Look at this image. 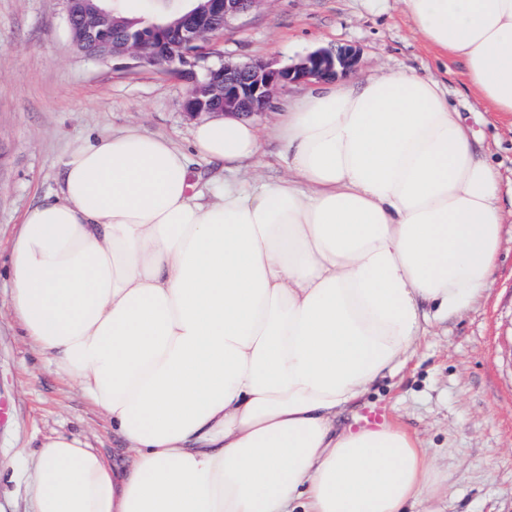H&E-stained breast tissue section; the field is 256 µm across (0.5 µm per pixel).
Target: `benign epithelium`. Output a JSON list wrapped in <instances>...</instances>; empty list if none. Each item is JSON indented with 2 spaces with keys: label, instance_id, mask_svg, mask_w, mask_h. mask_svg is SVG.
I'll list each match as a JSON object with an SVG mask.
<instances>
[{
  "label": "benign epithelium",
  "instance_id": "7a95c632",
  "mask_svg": "<svg viewBox=\"0 0 512 512\" xmlns=\"http://www.w3.org/2000/svg\"><path fill=\"white\" fill-rule=\"evenodd\" d=\"M94 0H66L67 23L76 48L86 56L107 62L130 60L145 64L147 54H161L167 38L173 37L193 58L186 70L173 58L165 71L184 85V113L189 118L206 114L260 115L276 92L289 83L332 79L356 69L359 55L351 47L319 49L286 67L263 62H225L207 68L198 76L194 66L206 57L214 40L224 36L230 21L257 8L264 0H204L198 11L187 14L175 25H154V36L139 35L113 39L116 24L109 11L93 6Z\"/></svg>",
  "mask_w": 512,
  "mask_h": 512
}]
</instances>
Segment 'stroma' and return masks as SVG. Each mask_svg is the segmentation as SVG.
Returning a JSON list of instances; mask_svg holds the SVG:
<instances>
[{"label":"stroma","instance_id":"stroma-1","mask_svg":"<svg viewBox=\"0 0 512 512\" xmlns=\"http://www.w3.org/2000/svg\"><path fill=\"white\" fill-rule=\"evenodd\" d=\"M357 50L356 78L414 72L436 81L462 112L500 174L506 215L486 296L432 322L401 372L374 385L337 419L367 417L416 434L440 474L442 497L411 512H512V117L490 111L467 86L460 62L437 57L400 0H265L234 19L208 62L284 67L315 50ZM182 83L162 70L89 58L74 47L65 0H0V512H33L37 450L49 435L76 437L120 461L112 425L22 334L12 310V243L24 215L54 197L58 161L73 142L140 127L191 152L206 198L225 185L250 188L287 172L278 142L227 170L191 150Z\"/></svg>","mask_w":512,"mask_h":512}]
</instances>
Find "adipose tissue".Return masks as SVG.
<instances>
[{
    "instance_id": "obj_1",
    "label": "adipose tissue",
    "mask_w": 512,
    "mask_h": 512,
    "mask_svg": "<svg viewBox=\"0 0 512 512\" xmlns=\"http://www.w3.org/2000/svg\"><path fill=\"white\" fill-rule=\"evenodd\" d=\"M415 32L512 116V0H403ZM285 178L204 200L140 129L75 144L12 250L25 336L129 454L45 438L35 512H403L442 494L417 439L337 414L494 276L499 173L431 80L317 82L272 127ZM232 167L260 129L195 123Z\"/></svg>"
}]
</instances>
